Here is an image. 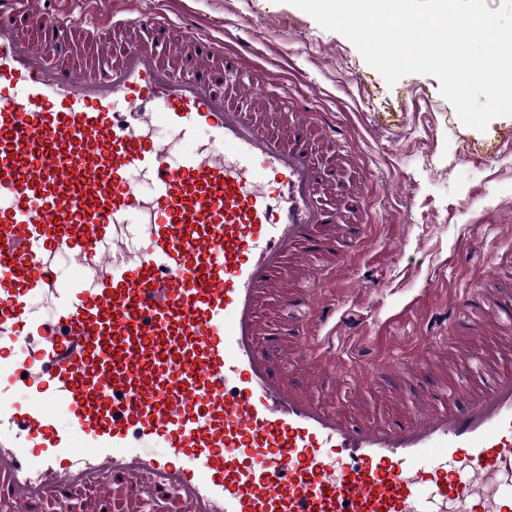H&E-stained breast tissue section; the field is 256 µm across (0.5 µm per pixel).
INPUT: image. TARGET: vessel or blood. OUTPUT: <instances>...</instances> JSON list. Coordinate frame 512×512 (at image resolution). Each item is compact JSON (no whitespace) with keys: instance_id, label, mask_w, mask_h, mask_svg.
Listing matches in <instances>:
<instances>
[{"instance_id":"vessel-or-blood-1","label":"vessel or blood","mask_w":512,"mask_h":512,"mask_svg":"<svg viewBox=\"0 0 512 512\" xmlns=\"http://www.w3.org/2000/svg\"><path fill=\"white\" fill-rule=\"evenodd\" d=\"M20 18L78 28L0 0V492L65 512L107 471L106 496L148 485L169 512H512V370L403 423H359L314 327L288 326L290 359L262 345L277 275L304 252L342 263L363 206L300 124L271 132L237 108L220 44L182 77L153 41L92 73L50 65ZM118 25L169 30L135 11ZM160 123L206 140L172 162ZM62 254L79 266L66 283Z\"/></svg>"}]
</instances>
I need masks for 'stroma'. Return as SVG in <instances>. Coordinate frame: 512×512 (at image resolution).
<instances>
[{
  "mask_svg": "<svg viewBox=\"0 0 512 512\" xmlns=\"http://www.w3.org/2000/svg\"><path fill=\"white\" fill-rule=\"evenodd\" d=\"M140 11L172 20L188 15L232 57L225 89L245 77L256 80L254 96L239 97L246 111H261L276 129L280 113L306 108V133L316 160L336 165L338 178L366 198L356 214L364 236L352 242L344 263L319 284L316 297L350 313L361 331L324 327L328 356L337 368L356 367L378 380L360 399L378 423L412 418L441 377L459 387L493 380L462 369L466 358L492 355V330L451 325L428 332L429 320L446 302L501 293L512 296V116L493 119L480 132L459 121L440 94L439 80L411 74L387 85L343 35L321 28L286 0H135ZM125 0H97L94 26L71 44H44L51 63L76 62L90 69L112 64L131 38L110 34L125 15ZM253 52L236 58L239 39ZM337 130L328 139L326 129ZM432 336L446 351L445 372L408 379L397 359L422 348Z\"/></svg>",
  "mask_w": 512,
  "mask_h": 512,
  "instance_id": "35a3bbf8",
  "label": "stroma"
}]
</instances>
